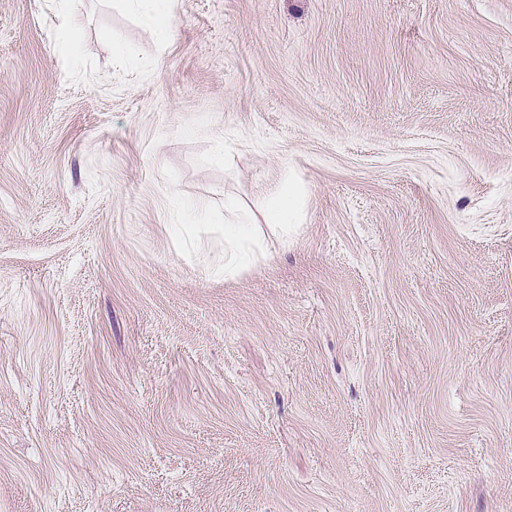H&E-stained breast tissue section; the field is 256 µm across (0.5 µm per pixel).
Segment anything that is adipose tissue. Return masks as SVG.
<instances>
[{
	"mask_svg": "<svg viewBox=\"0 0 512 512\" xmlns=\"http://www.w3.org/2000/svg\"><path fill=\"white\" fill-rule=\"evenodd\" d=\"M234 220L224 227V276L231 279L257 265L267 254L268 247L250 214L240 211L236 202H228ZM302 205L294 179L283 176L271 190L264 210L268 226L278 236L295 231L301 222Z\"/></svg>",
	"mask_w": 512,
	"mask_h": 512,
	"instance_id": "adipose-tissue-1",
	"label": "adipose tissue"
}]
</instances>
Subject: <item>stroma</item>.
I'll return each mask as SVG.
<instances>
[{"label": "stroma", "mask_w": 512, "mask_h": 512, "mask_svg": "<svg viewBox=\"0 0 512 512\" xmlns=\"http://www.w3.org/2000/svg\"><path fill=\"white\" fill-rule=\"evenodd\" d=\"M0 512H512V0H0ZM133 2H145L151 22L164 32L170 31V23L174 10L173 0H133ZM302 205L294 179L285 174L271 190L264 210V218L278 237L295 232L301 222ZM233 216L234 222L224 226V276L228 279L257 265L269 249L250 214L239 211Z\"/></svg>", "instance_id": "obj_1"}]
</instances>
